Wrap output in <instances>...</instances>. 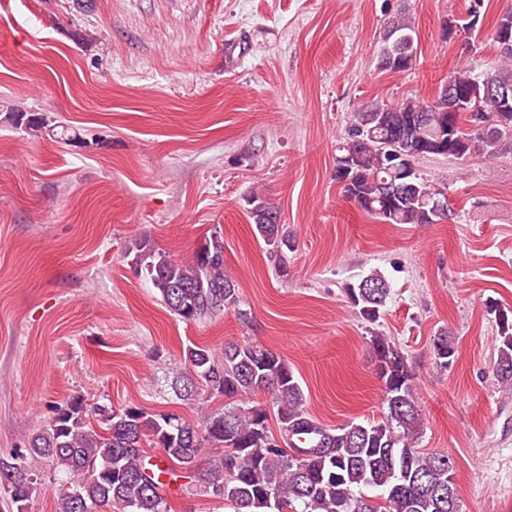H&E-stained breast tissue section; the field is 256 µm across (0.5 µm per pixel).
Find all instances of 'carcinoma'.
<instances>
[{
    "mask_svg": "<svg viewBox=\"0 0 512 512\" xmlns=\"http://www.w3.org/2000/svg\"><path fill=\"white\" fill-rule=\"evenodd\" d=\"M504 31L512 33V12L488 34L494 57L478 72L448 76L468 102L455 115L458 146L448 145V95L441 89L431 101L375 103L353 114L335 161L336 182L349 200L386 224H436L447 217L435 204L444 191L420 172L421 160L479 155L491 161L512 150V110L483 88L487 76L512 84V41L499 39ZM383 42L379 69L396 74L412 68L417 47L405 14L386 24ZM13 119L32 131L44 129L38 113L15 112ZM248 205L256 233L287 272L291 244L278 210L257 196ZM135 266L184 321L230 308L247 316L235 281L224 273V238L217 230L187 262L143 239ZM390 291L376 270L345 288L349 303L370 324L379 321ZM489 312L498 326L494 374L511 386L512 310L491 305ZM371 343L383 392L378 419L326 426L305 409L302 386L279 354L249 341L227 342L219 351L194 344L184 351L185 371L176 377L175 392L188 396L203 387L228 401L224 410L206 411L194 425L175 413L114 410L76 397L23 447L0 457V492L16 512H28L33 497L46 489L31 468L37 457L69 479V487L54 491L58 512H168L163 473L187 475L195 489L232 512H460L455 461L419 447L424 422L404 352L381 333ZM433 350L442 368L456 361L457 347L444 333L433 337ZM257 392L268 394L269 404L251 401ZM272 413L277 435L269 427ZM147 447L161 455H147ZM205 448L216 454L201 471ZM364 488L378 494L366 496Z\"/></svg>",
    "mask_w": 512,
    "mask_h": 512,
    "instance_id": "carcinoma-1",
    "label": "carcinoma"
}]
</instances>
